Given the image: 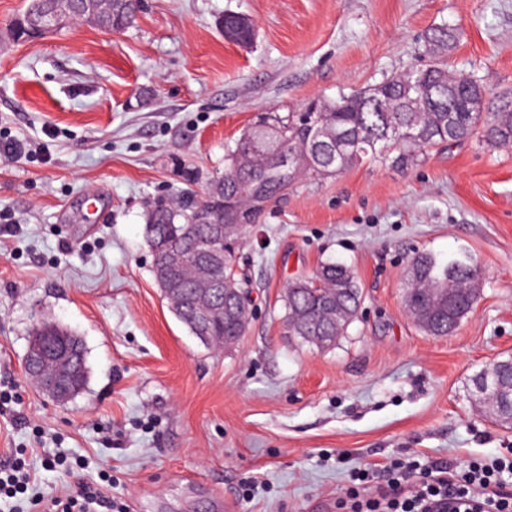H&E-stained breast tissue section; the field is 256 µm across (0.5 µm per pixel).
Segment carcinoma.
Wrapping results in <instances>:
<instances>
[{
	"label": "carcinoma",
	"mask_w": 512,
	"mask_h": 512,
	"mask_svg": "<svg viewBox=\"0 0 512 512\" xmlns=\"http://www.w3.org/2000/svg\"><path fill=\"white\" fill-rule=\"evenodd\" d=\"M50 5L51 0H28L11 24L13 37L37 38L31 17ZM99 7L111 30L129 27L141 10L140 0H101ZM221 24L224 33L236 39L252 36V30L241 27L240 17L233 14L224 16ZM454 40L448 27L433 28L424 36V47L432 57L429 63L361 90L316 99L299 112L260 119L225 148L224 172L211 178L205 200L198 201L187 191L175 200L154 203L144 226L146 242L158 247L165 241L189 254L188 267L176 272L178 292L168 303L192 335L205 336L203 345L215 346L228 336L245 333L249 320L238 308L237 296L212 287L208 293L218 312L206 330L196 331L193 305L202 289L193 276L195 262L211 250L219 251L224 253V272H231L249 228L303 181L331 178L367 161L407 168L434 145H451L476 134L495 147L512 145V97L492 100L479 81L449 75L443 57ZM211 224L224 225L223 241H208ZM476 275L477 267L470 261L441 262L419 252L411 260L404 304L421 314L419 326L426 333L448 336L471 311L477 295L460 294L450 307L435 293L450 282L464 289ZM361 299L351 269L338 261L324 262L311 275L289 283L282 296V323L288 335L318 347L346 332ZM74 344L73 387L81 394L89 370L82 341Z\"/></svg>",
	"instance_id": "cac0c4a2"
}]
</instances>
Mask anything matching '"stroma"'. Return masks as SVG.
Here are the masks:
<instances>
[{"label":"stroma","mask_w":512,"mask_h":512,"mask_svg":"<svg viewBox=\"0 0 512 512\" xmlns=\"http://www.w3.org/2000/svg\"><path fill=\"white\" fill-rule=\"evenodd\" d=\"M26 0H0V464L24 450L47 495L112 478L128 512H336L359 469L407 455L512 460V429L472 380L512 354V149L470 139L409 169L360 163L268 208L240 251L255 312L229 351L173 316L144 236L183 171L204 196L224 147L264 112L301 108L426 63L512 94V0H144L121 32L76 25L8 39ZM251 19L227 39L219 20ZM470 260L480 296L431 336L404 305L416 252ZM349 266L362 306L321 349L285 336L281 297L322 262ZM81 338L86 391L56 404L23 372L36 320Z\"/></svg>","instance_id":"1"}]
</instances>
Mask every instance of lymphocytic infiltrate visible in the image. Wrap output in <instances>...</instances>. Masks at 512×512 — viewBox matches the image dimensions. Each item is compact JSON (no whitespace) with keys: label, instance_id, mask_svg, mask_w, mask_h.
Here are the masks:
<instances>
[{"label":"lymphocytic infiltrate","instance_id":"1","mask_svg":"<svg viewBox=\"0 0 512 512\" xmlns=\"http://www.w3.org/2000/svg\"><path fill=\"white\" fill-rule=\"evenodd\" d=\"M501 461L420 464L394 461L373 472L352 473L353 484L336 502L338 512H512V498L496 493ZM24 458L0 473V496L27 497L26 512H115L103 485L77 484L63 494H28Z\"/></svg>","mask_w":512,"mask_h":512}]
</instances>
